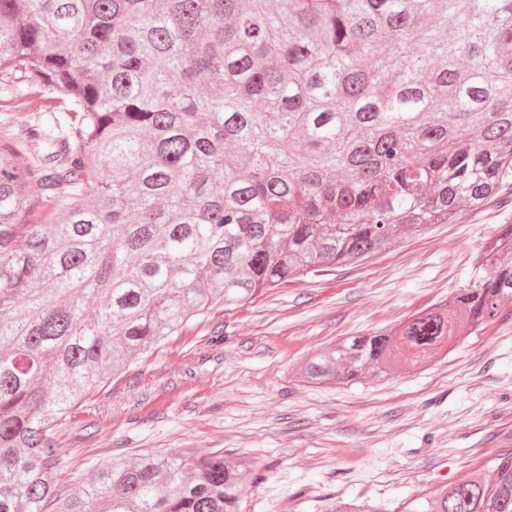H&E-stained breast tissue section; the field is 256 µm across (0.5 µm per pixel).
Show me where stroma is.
Here are the masks:
<instances>
[{
	"label": "stroma",
	"instance_id": "obj_1",
	"mask_svg": "<svg viewBox=\"0 0 512 512\" xmlns=\"http://www.w3.org/2000/svg\"><path fill=\"white\" fill-rule=\"evenodd\" d=\"M45 90H0V122L38 115ZM512 224V191L433 224L357 265L324 269L216 308L97 389L53 429L51 470L74 491L117 456L212 448L248 457L241 512H406L461 478L495 477L512 449V304L428 365L383 380L312 386L299 369L342 339L388 331L466 287L477 257Z\"/></svg>",
	"mask_w": 512,
	"mask_h": 512
}]
</instances>
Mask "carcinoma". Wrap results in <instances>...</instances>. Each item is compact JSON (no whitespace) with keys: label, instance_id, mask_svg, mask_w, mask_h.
<instances>
[{"label":"carcinoma","instance_id":"1","mask_svg":"<svg viewBox=\"0 0 512 512\" xmlns=\"http://www.w3.org/2000/svg\"><path fill=\"white\" fill-rule=\"evenodd\" d=\"M0 512H240L251 462L114 457L72 492L51 430L188 322L358 264L512 191V0H0ZM42 141L38 152L28 143ZM512 299V224L448 301L304 361L381 379ZM410 512H512V451ZM49 97L45 89L30 87L23 82L12 83L8 91L0 89V122L13 120L19 115H32L33 119L38 117L42 120L47 118L46 107L55 106V110L61 109L63 106L58 102H48L45 100ZM48 111V109H47Z\"/></svg>","mask_w":512,"mask_h":512}]
</instances>
